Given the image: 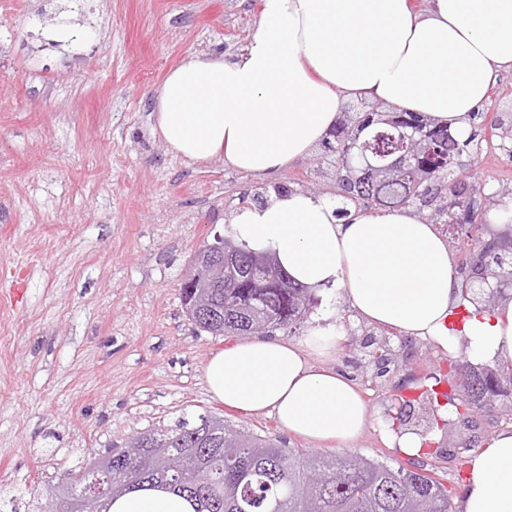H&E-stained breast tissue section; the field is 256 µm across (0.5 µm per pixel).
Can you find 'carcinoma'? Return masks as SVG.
Returning a JSON list of instances; mask_svg holds the SVG:
<instances>
[{
	"mask_svg": "<svg viewBox=\"0 0 512 512\" xmlns=\"http://www.w3.org/2000/svg\"><path fill=\"white\" fill-rule=\"evenodd\" d=\"M379 121L364 125V113L347 115L339 122L324 148L331 153L336 212L345 217L351 205L386 209L412 207L426 213L433 224H447L448 194L423 192L440 170L455 195L456 210L466 224L487 223L488 214L509 211L506 194H486V202L472 196L475 187L459 177L455 168L463 152L448 130L433 128L431 149L436 162L412 158L404 128L385 123L397 117L416 123L415 112H396L386 104L375 105ZM495 130L504 144H512V115L499 116ZM404 156L416 177H374L367 161ZM224 285L211 291V323L199 321L200 330L224 336L267 334L290 330L317 306L316 296L288 279L262 252L248 249L234 239L233 226L224 225ZM495 239L476 241L470 251V269L462 279L463 295L487 309L500 296L472 288L485 267L512 276V252L501 258ZM463 403L512 416V376L489 367H475L465 353L454 360ZM139 452L116 458L112 469V495H120L145 483L170 484L190 502L193 512H452L447 488L436 478L403 466L349 453H323L283 448L270 439L228 424L219 429L215 418L200 414L194 420L179 418L173 425L134 436ZM319 475L322 482L313 484ZM91 497L85 485L72 478L57 495L62 512H80Z\"/></svg>",
	"mask_w": 512,
	"mask_h": 512,
	"instance_id": "cac0c4a2",
	"label": "carcinoma"
}]
</instances>
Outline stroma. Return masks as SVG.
<instances>
[{
	"instance_id": "35a3bbf8",
	"label": "stroma",
	"mask_w": 512,
	"mask_h": 512,
	"mask_svg": "<svg viewBox=\"0 0 512 512\" xmlns=\"http://www.w3.org/2000/svg\"><path fill=\"white\" fill-rule=\"evenodd\" d=\"M87 35L57 43L60 0H0V512H38L68 474L128 437L207 413L285 448L345 450L421 467L457 498L467 472L455 439L434 430L403 459L381 422L395 398L428 386L457 397L447 353L399 334L376 376L359 350L369 329L343 301L327 309L340 337L325 363L362 390L370 422L345 446L286 434L267 413L216 402L209 357L234 339L200 331L180 284L194 255L223 233L241 195L268 182L329 195L324 148L273 178L171 154L152 92L192 53L248 45L259 0H73ZM512 111L501 73L470 119L482 147L463 155L474 182L512 191V156L494 130Z\"/></svg>"
}]
</instances>
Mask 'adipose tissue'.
Returning <instances> with one entry per match:
<instances>
[{
	"instance_id": "obj_1",
	"label": "adipose tissue",
	"mask_w": 512,
	"mask_h": 512,
	"mask_svg": "<svg viewBox=\"0 0 512 512\" xmlns=\"http://www.w3.org/2000/svg\"><path fill=\"white\" fill-rule=\"evenodd\" d=\"M512 71V0H260L246 49L196 53L153 92L168 151L193 163L220 160L271 175L310 156L336 126L344 100L371 98L420 113L457 135L500 73ZM238 241L271 254L290 278L339 295L363 321L465 351L473 365L512 372V294L491 310L463 299L448 238L422 212L351 207L327 197L274 194L237 210ZM333 324L308 345L255 337L204 367L224 406L273 413L311 442L355 440L369 422L358 388L311 353L336 346ZM458 512H512V428L469 461ZM108 512H193L161 488L127 492Z\"/></svg>"
}]
</instances>
